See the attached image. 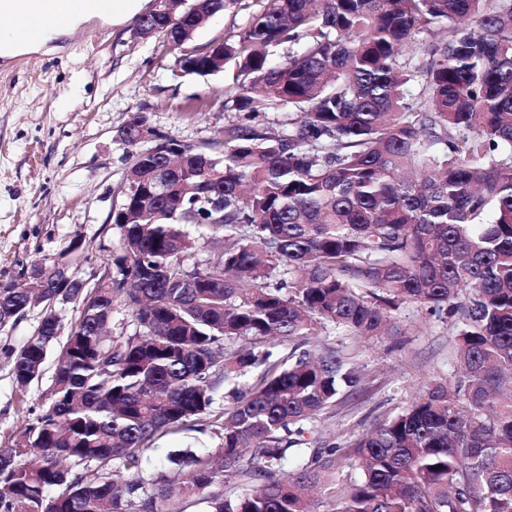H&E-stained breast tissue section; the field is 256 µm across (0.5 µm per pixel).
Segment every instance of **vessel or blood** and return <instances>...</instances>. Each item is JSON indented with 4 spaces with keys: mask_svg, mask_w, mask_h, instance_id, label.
<instances>
[{
    "mask_svg": "<svg viewBox=\"0 0 512 512\" xmlns=\"http://www.w3.org/2000/svg\"><path fill=\"white\" fill-rule=\"evenodd\" d=\"M7 4L16 20V39L35 44L45 36L46 27L66 25L69 17L93 4L101 15L123 12L125 0H0Z\"/></svg>",
    "mask_w": 512,
    "mask_h": 512,
    "instance_id": "1",
    "label": "vessel or blood"
}]
</instances>
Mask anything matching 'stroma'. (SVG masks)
<instances>
[{
	"instance_id": "1",
	"label": "stroma",
	"mask_w": 512,
	"mask_h": 512,
	"mask_svg": "<svg viewBox=\"0 0 512 512\" xmlns=\"http://www.w3.org/2000/svg\"><path fill=\"white\" fill-rule=\"evenodd\" d=\"M269 0H233L194 34L205 46L241 40ZM95 35L75 28L55 54L37 52L26 65L0 72V284L21 281L39 263L66 265L87 277L118 249L121 229L109 221L126 190L130 165L118 130L136 112L163 134L214 155L224 131L240 123L234 106L235 68L185 74L182 51L163 35L140 37L135 21L95 23ZM42 316L32 307L0 323V447L14 445L50 396L57 354L28 387L14 380L4 355L34 333ZM395 328L358 337L326 327L320 341L340 350L361 375L314 423L319 445H345L375 418L399 414L453 373L456 330L426 310L406 305ZM209 432L192 427L166 435L150 466L167 470L166 453L212 450Z\"/></svg>"
}]
</instances>
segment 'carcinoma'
I'll return each instance as SVG.
<instances>
[{"label": "carcinoma", "instance_id": "cac0c4a2", "mask_svg": "<svg viewBox=\"0 0 512 512\" xmlns=\"http://www.w3.org/2000/svg\"><path fill=\"white\" fill-rule=\"evenodd\" d=\"M233 2L141 22L182 42ZM305 38L270 62L269 47ZM230 62L245 121L224 130L223 156L182 144L171 168L136 143L145 113L120 128L135 192L112 211L120 248L101 264L119 278L71 282L66 336L47 310L8 354L21 386L55 346L61 368L24 438L0 448V512H183L196 499L312 512L321 469L355 462L334 512H512V0H271L239 43L183 68ZM276 105L300 110L288 130L247 123ZM190 226L208 231L204 268L184 267ZM9 300L15 316L33 306L27 288ZM405 304L458 330L454 374L349 445L308 453L314 419L361 382L309 336H375ZM119 307L139 330L106 336ZM241 338L251 345L231 346ZM204 418L216 454L175 450L172 475L145 474L159 438ZM232 477L264 482L230 497Z\"/></svg>", "mask_w": 512, "mask_h": 512}]
</instances>
